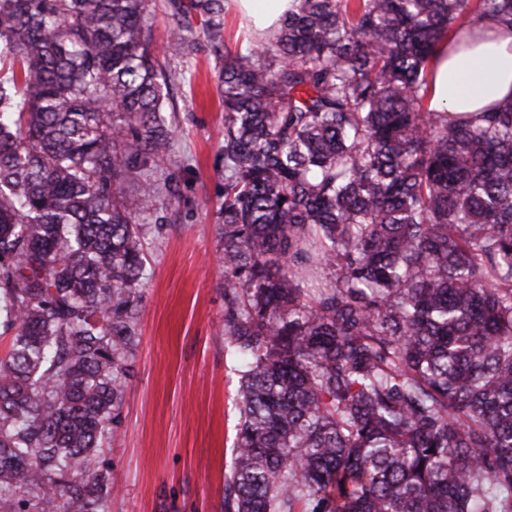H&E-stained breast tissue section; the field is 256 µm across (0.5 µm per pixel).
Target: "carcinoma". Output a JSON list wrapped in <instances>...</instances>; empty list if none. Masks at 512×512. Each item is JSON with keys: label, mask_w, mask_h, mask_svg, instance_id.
<instances>
[{"label": "carcinoma", "mask_w": 512, "mask_h": 512, "mask_svg": "<svg viewBox=\"0 0 512 512\" xmlns=\"http://www.w3.org/2000/svg\"><path fill=\"white\" fill-rule=\"evenodd\" d=\"M173 7L224 47V512H512V101L424 105L512 0H302L244 51L223 0ZM2 55L0 512H98L169 75L146 0H0Z\"/></svg>", "instance_id": "cac0c4a2"}]
</instances>
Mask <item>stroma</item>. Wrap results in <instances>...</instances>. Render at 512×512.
<instances>
[{"label": "stroma", "mask_w": 512, "mask_h": 512, "mask_svg": "<svg viewBox=\"0 0 512 512\" xmlns=\"http://www.w3.org/2000/svg\"><path fill=\"white\" fill-rule=\"evenodd\" d=\"M194 54L164 62L170 151L141 172L156 188L136 217L147 257L137 344L115 431L99 462L112 491L100 512H222L239 418V374L224 352V110L221 60L191 15Z\"/></svg>", "instance_id": "35a3bbf8"}]
</instances>
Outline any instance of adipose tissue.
I'll return each mask as SVG.
<instances>
[{
	"label": "adipose tissue",
	"instance_id": "ef3b65f1",
	"mask_svg": "<svg viewBox=\"0 0 512 512\" xmlns=\"http://www.w3.org/2000/svg\"><path fill=\"white\" fill-rule=\"evenodd\" d=\"M301 0H230L258 39H265ZM512 100V31L490 22L460 30L440 47L429 76L428 107L453 116H478Z\"/></svg>",
	"mask_w": 512,
	"mask_h": 512
}]
</instances>
